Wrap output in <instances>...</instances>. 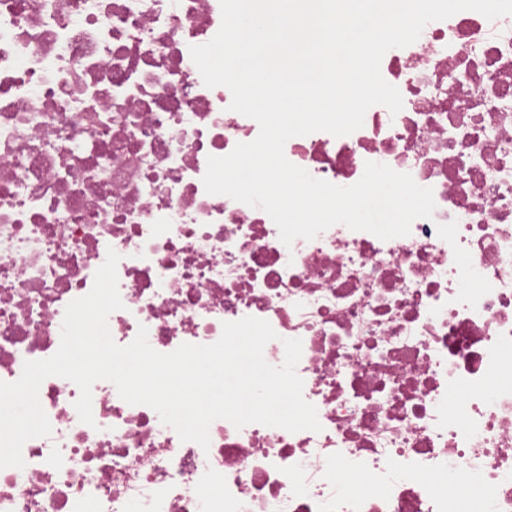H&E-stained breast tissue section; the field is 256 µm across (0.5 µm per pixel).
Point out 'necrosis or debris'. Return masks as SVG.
I'll use <instances>...</instances> for the list:
<instances>
[{
	"label": "necrosis or debris",
	"instance_id": "4bbe7bcc",
	"mask_svg": "<svg viewBox=\"0 0 512 512\" xmlns=\"http://www.w3.org/2000/svg\"><path fill=\"white\" fill-rule=\"evenodd\" d=\"M220 0H0V381L52 357L109 252L123 309L168 354L247 316L276 333L320 431L214 421L181 441L107 380L39 387L50 436L0 469V512H512V15L463 10L380 64L403 107L290 138L287 159L350 186L366 162L431 188L432 217L383 240L336 224L285 245L270 216L205 190L207 159L258 123L206 87L189 48Z\"/></svg>",
	"mask_w": 512,
	"mask_h": 512
}]
</instances>
